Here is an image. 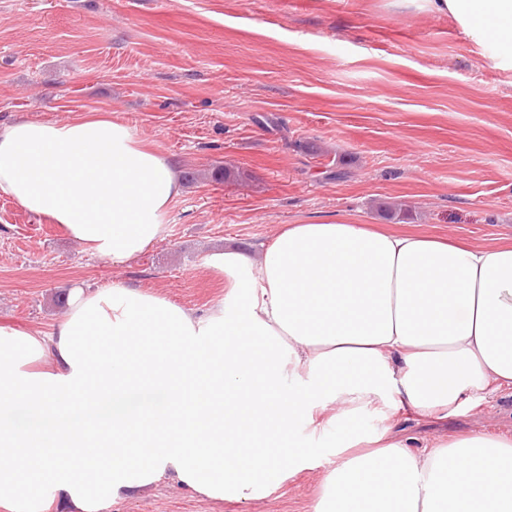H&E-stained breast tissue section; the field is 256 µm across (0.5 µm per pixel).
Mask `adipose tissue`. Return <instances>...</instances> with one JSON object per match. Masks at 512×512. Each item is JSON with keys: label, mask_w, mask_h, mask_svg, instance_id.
<instances>
[{"label": "adipose tissue", "mask_w": 512, "mask_h": 512, "mask_svg": "<svg viewBox=\"0 0 512 512\" xmlns=\"http://www.w3.org/2000/svg\"><path fill=\"white\" fill-rule=\"evenodd\" d=\"M512 71V0H407ZM182 184L125 123L0 124V195L122 265L168 234ZM206 312L138 288L73 287L51 331L0 327V512H109L170 477L255 502L327 461L314 512H512V439L414 452L400 410L433 417L512 389V241L474 248L345 222L291 224L256 254L209 253ZM159 392L161 410L128 407ZM373 408L383 428H363ZM318 447L297 440L302 426ZM0 423L18 429H28L37 426L38 419L25 406L15 404L0 411Z\"/></svg>", "instance_id": "adipose-tissue-1"}]
</instances>
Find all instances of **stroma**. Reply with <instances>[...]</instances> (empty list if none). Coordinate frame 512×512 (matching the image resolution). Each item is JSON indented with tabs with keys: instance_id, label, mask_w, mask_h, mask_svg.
<instances>
[{
	"instance_id": "stroma-1",
	"label": "stroma",
	"mask_w": 512,
	"mask_h": 512,
	"mask_svg": "<svg viewBox=\"0 0 512 512\" xmlns=\"http://www.w3.org/2000/svg\"><path fill=\"white\" fill-rule=\"evenodd\" d=\"M391 0H0V123L105 114L177 171L168 235L125 264L0 195V325L49 329L72 285L137 287L200 311L213 250L347 221L471 246L512 238V73L447 17ZM217 167L236 171L227 181ZM407 205L405 219L376 208ZM412 451L512 436V391L444 419L405 411ZM323 468L251 503L163 481L113 512H312Z\"/></svg>"
}]
</instances>
